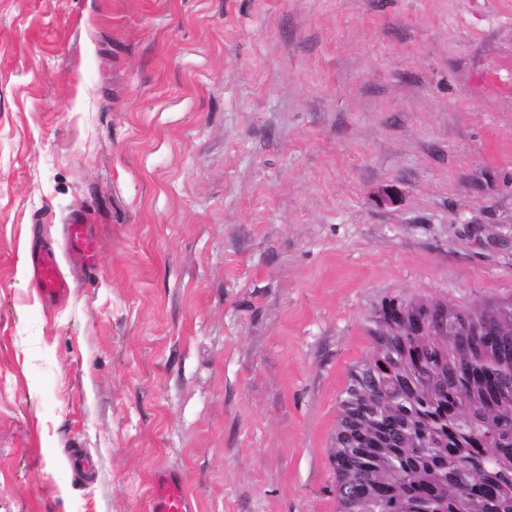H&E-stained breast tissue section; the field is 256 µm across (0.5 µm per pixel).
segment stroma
I'll list each match as a JSON object with an SVG mask.
<instances>
[{"instance_id": "stroma-1", "label": "stroma", "mask_w": 512, "mask_h": 512, "mask_svg": "<svg viewBox=\"0 0 512 512\" xmlns=\"http://www.w3.org/2000/svg\"><path fill=\"white\" fill-rule=\"evenodd\" d=\"M397 294L512 303V0H0V512H337ZM66 245L77 253H92L94 251L93 241L87 235L85 224L74 220L66 225ZM30 259L31 281L41 300L46 304H52L65 297L71 285L59 270L56 254L51 250L33 249ZM153 512H195L193 501L183 491L181 479L171 473L159 474L153 483Z\"/></svg>"}]
</instances>
